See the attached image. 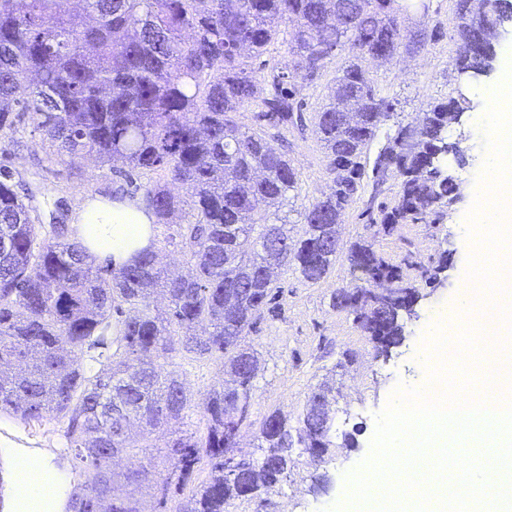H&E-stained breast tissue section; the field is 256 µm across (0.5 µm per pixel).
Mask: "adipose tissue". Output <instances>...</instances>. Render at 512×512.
I'll use <instances>...</instances> for the list:
<instances>
[{
  "label": "adipose tissue",
  "instance_id": "obj_1",
  "mask_svg": "<svg viewBox=\"0 0 512 512\" xmlns=\"http://www.w3.org/2000/svg\"><path fill=\"white\" fill-rule=\"evenodd\" d=\"M154 222L152 213L138 201L100 198L79 206L71 229L91 258L119 268L153 245ZM63 482L50 459L23 463L20 480L12 484L14 512H51L57 500L53 488Z\"/></svg>",
  "mask_w": 512,
  "mask_h": 512
}]
</instances>
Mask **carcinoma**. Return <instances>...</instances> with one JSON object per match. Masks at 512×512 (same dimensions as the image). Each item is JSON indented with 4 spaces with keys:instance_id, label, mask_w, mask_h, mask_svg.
Returning a JSON list of instances; mask_svg holds the SVG:
<instances>
[{
    "instance_id": "cac0c4a2",
    "label": "carcinoma",
    "mask_w": 512,
    "mask_h": 512,
    "mask_svg": "<svg viewBox=\"0 0 512 512\" xmlns=\"http://www.w3.org/2000/svg\"><path fill=\"white\" fill-rule=\"evenodd\" d=\"M80 2L72 12L60 0H0V153L6 159L23 147L27 125L72 166L89 155L102 165L123 161L131 184L135 173L156 174L135 190L159 224L181 204L171 187H187L191 220L166 242L189 270H163L154 249L117 271L93 267L69 224L38 223L33 197H22L0 164V413L65 426V458L81 477L68 512H141L145 483L162 512H230L235 500L262 501L288 478L295 445L314 460L329 448L328 410L311 395L294 425L268 414L257 434L261 456L228 469L250 410L229 430L225 405H250L259 357L244 338L272 300L268 265L321 280L336 262L343 211L365 193L364 161L393 103L364 62L418 52L433 34L424 27L404 42L397 0ZM462 2L456 68L490 50L497 14L512 13V0ZM281 40L292 70L252 66ZM333 46L347 57L311 120L332 185L294 238L282 207L299 172L271 141L284 143L289 129L304 126V104L288 83L318 76L330 61L323 50ZM250 108L252 128L241 120ZM461 110L454 98L435 101L411 143L404 127L386 135L372 167L370 222L416 221L454 201L456 185L434 155ZM390 180L398 203L375 218ZM347 260L361 277L332 306L359 297V327L385 352L404 340V319L416 316V288L402 285L366 241L353 243ZM157 289L168 301L163 313L151 301ZM174 353L218 359L228 379L202 401L203 435L170 434L165 477L152 484V437L188 406L185 381L167 368ZM133 421L138 436L129 433ZM130 455L146 458L141 470L115 472L116 459ZM204 460L209 478L169 500Z\"/></svg>"
}]
</instances>
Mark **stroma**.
I'll use <instances>...</instances> for the list:
<instances>
[{
    "instance_id": "stroma-1",
    "label": "stroma",
    "mask_w": 512,
    "mask_h": 512,
    "mask_svg": "<svg viewBox=\"0 0 512 512\" xmlns=\"http://www.w3.org/2000/svg\"><path fill=\"white\" fill-rule=\"evenodd\" d=\"M430 15L438 24L437 36L427 50L401 55L391 64L369 62L383 95L392 98L394 113L384 125L392 132L416 124L428 103L453 97L463 101L465 114L450 131L451 140L465 150L463 161H449L448 172L458 187V197L438 214L425 220L386 228L370 223L363 200L353 202L341 216L340 236L344 244L359 240L375 249L397 267L403 280L419 292L417 316L405 323V339L389 356H376L372 343L355 322L352 310L333 306L332 296L356 278L346 255L316 283L301 280L292 269L276 273L279 297L264 311L246 342L260 357V368L251 390V420L243 428L238 455L260 454L257 425L273 411L289 419L302 413L310 393L328 384L332 444L319 461L304 449H296V463L286 481L268 495L265 508L254 501L236 500L232 512H328L345 500L346 476L368 456L376 430V416L387 405L398 385L425 386L432 361L424 348L428 323L439 308L454 310L460 287L468 276V260L475 250L467 233L466 217L484 193L482 169L487 157L484 116L488 101L485 88L499 74L491 72L479 81H457L453 61L458 49L452 0H431ZM288 155L299 171V188L283 210L292 225L302 226V214L316 198L328 192L332 177L327 158L312 130L288 132ZM27 150L12 155L9 167L35 196L40 223L73 216L77 207L96 195L115 193L121 183L113 169L85 159L80 173L48 156L40 136H27ZM173 368L189 384L191 407L184 418L185 429H203L200 408L204 394L223 378L215 359L192 360L178 355ZM67 439L52 420L24 423L0 416V460L28 455L50 458L65 473L67 483L77 480L59 453Z\"/></svg>"
}]
</instances>
